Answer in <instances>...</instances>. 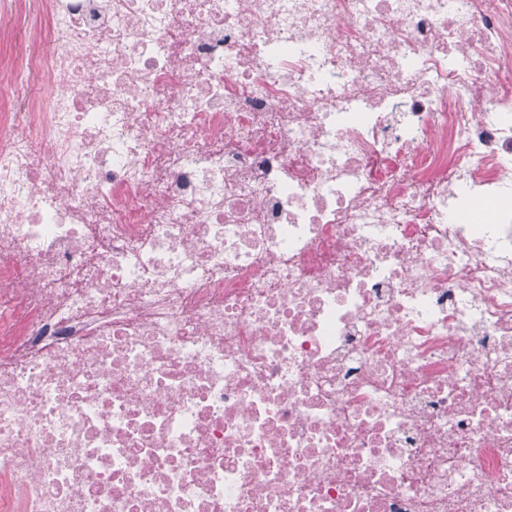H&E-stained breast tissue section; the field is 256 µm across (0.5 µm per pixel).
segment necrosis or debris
I'll list each match as a JSON object with an SVG mask.
<instances>
[{"instance_id": "4bbe7bcc", "label": "necrosis or debris", "mask_w": 512, "mask_h": 512, "mask_svg": "<svg viewBox=\"0 0 512 512\" xmlns=\"http://www.w3.org/2000/svg\"><path fill=\"white\" fill-rule=\"evenodd\" d=\"M0 14V512H512V0Z\"/></svg>"}]
</instances>
